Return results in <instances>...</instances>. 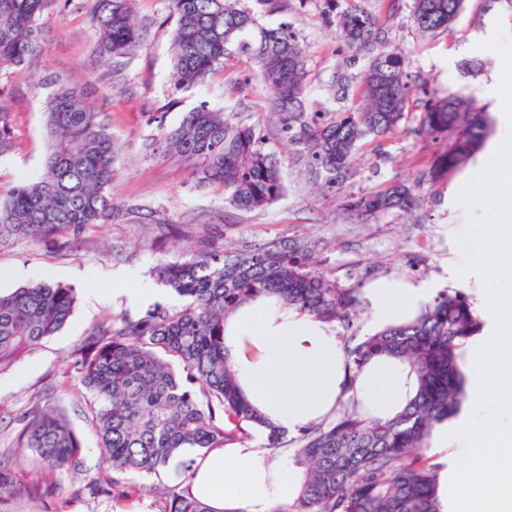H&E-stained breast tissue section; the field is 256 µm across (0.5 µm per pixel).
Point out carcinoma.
I'll return each mask as SVG.
<instances>
[{"label": "carcinoma", "instance_id": "obj_1", "mask_svg": "<svg viewBox=\"0 0 512 512\" xmlns=\"http://www.w3.org/2000/svg\"><path fill=\"white\" fill-rule=\"evenodd\" d=\"M53 0H0V68L24 67L45 50L39 23ZM176 20L172 32L173 81L204 83L224 70L229 47L247 56L269 95L280 137L334 188L351 175L356 151L370 138L396 130L408 118L418 89L388 31L356 0H324L354 66L365 60L359 104L325 112L307 91L306 49L290 22L257 26L239 0H165ZM464 0H413L411 21L423 34L449 30ZM88 11L104 65L121 64L143 44L133 0H89ZM45 104L49 141L44 174L0 196V241L36 239L109 224L117 213L109 187L117 141L84 92L50 74ZM418 132L446 135L448 153L430 172L435 183L468 161L489 131L486 113L457 94L422 100ZM11 113L0 101V151L11 147ZM158 148L186 164L199 183L216 187L240 211L264 210L285 192L276 155L253 125L202 103L176 126H160ZM414 187L375 188L341 198V209L378 217L410 208ZM165 285L187 299L179 309H157L137 319L114 317L95 328L77 353L76 373L95 399L91 423L102 462L112 473L91 489L118 500L159 498L160 512H214L181 484L163 490L125 478L168 466L185 448L243 444L261 428L269 445L283 436L249 404L224 348V319L246 302L273 296L288 307L345 329L361 304L360 290L341 288L318 269L304 240H273L254 248L219 251L203 242L156 268ZM72 289L38 283L0 293V370L27 349L55 335L75 307ZM483 328L468 296L443 290L410 322L343 341L346 363L358 372L374 357L405 360L417 392L396 416L375 418L351 399L331 422L300 432L293 462L304 468L291 507L274 512H444L442 466L427 454L435 428L454 418L465 397V352ZM29 463L42 473L77 470L81 442L58 409H34L19 435ZM62 487L25 481L9 456L0 455V508L19 494L35 512H57Z\"/></svg>", "mask_w": 512, "mask_h": 512}]
</instances>
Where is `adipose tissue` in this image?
I'll use <instances>...</instances> for the list:
<instances>
[{"mask_svg": "<svg viewBox=\"0 0 512 512\" xmlns=\"http://www.w3.org/2000/svg\"><path fill=\"white\" fill-rule=\"evenodd\" d=\"M435 291L428 281L382 279L367 289L370 324L380 329L413 318ZM224 346L237 383L266 422L292 434L326 416L343 393L369 401L376 413L401 411L417 384L400 359L381 355L350 375L338 336L327 324L260 297L224 321ZM186 487L213 512H272L300 477L255 444L189 452Z\"/></svg>", "mask_w": 512, "mask_h": 512, "instance_id": "1", "label": "adipose tissue"}]
</instances>
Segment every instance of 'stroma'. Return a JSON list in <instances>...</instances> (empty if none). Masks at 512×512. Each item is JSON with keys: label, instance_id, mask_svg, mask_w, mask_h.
<instances>
[{"label": "stroma", "instance_id": "35a3bbf8", "mask_svg": "<svg viewBox=\"0 0 512 512\" xmlns=\"http://www.w3.org/2000/svg\"><path fill=\"white\" fill-rule=\"evenodd\" d=\"M361 4L380 15L392 47L404 56L417 84L431 92L459 94L487 111L492 119L490 142H503L505 116L497 93L503 64L484 43L498 21L512 38V10L498 2L487 9L479 0H465L452 31L424 35L411 24L412 0H400L394 12L388 10V0ZM321 8L322 0H288V20L307 49L313 98L338 113L352 102L334 99L330 86L349 50L336 27L323 21ZM134 10L143 27V46L120 71L98 65V36L83 0H53L41 19L48 38L45 51L25 68L0 70V91L12 115V146L0 151V188L37 181L43 173L47 93L35 89L34 83L45 74L58 73L78 85L93 83L88 103L106 118L120 147L112 184L119 215L111 223L77 236L0 244V292L46 281L76 294L73 315L64 328L0 371V412L6 417L0 423V453L14 447L25 416L35 406L63 407L82 442L80 473L66 471L55 477L63 489L60 512H116L119 502L91 495L85 486L86 478L101 471L97 436L89 422L92 394L75 377L68 380L63 395H56L54 386L72 370L76 351L92 327L107 316L135 319L158 307L184 305V298L162 285L149 300H136L133 293L141 283L154 281V267L198 240L208 239L221 250L303 239L311 244L322 271L345 288L364 289L382 278L429 279L441 289H464L476 305L484 291L482 280L463 287L448 275L450 267L472 259L467 227L486 215L483 207L469 208L458 200L463 186L479 173V160L471 158L448 179L430 183L433 161L447 150L448 141L417 134L419 102H412L397 130L366 141L353 160L352 176L337 192L309 173L294 147L280 138L253 63L234 53L227 56L223 71L203 85L175 88L170 79L174 23L164 0H136ZM202 102L258 128L276 155L285 185L278 202L264 210H236L225 205L216 189L198 185L180 162L152 152L160 126L178 125ZM397 183L414 186L418 201L412 211L361 219L339 207L341 194L358 195Z\"/></svg>", "mask_w": 512, "mask_h": 512}]
</instances>
